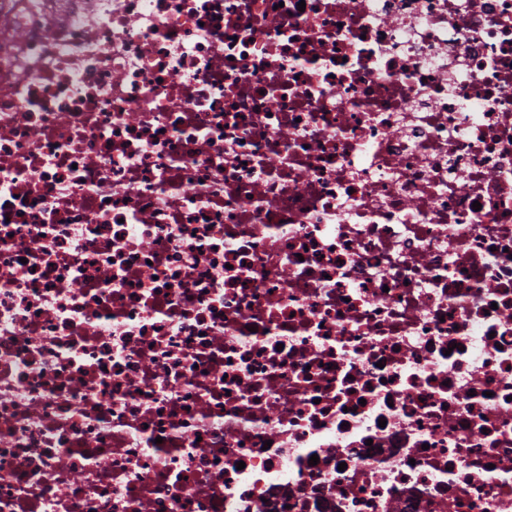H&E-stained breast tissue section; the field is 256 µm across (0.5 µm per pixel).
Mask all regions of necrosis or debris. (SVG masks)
<instances>
[{
    "mask_svg": "<svg viewBox=\"0 0 512 512\" xmlns=\"http://www.w3.org/2000/svg\"><path fill=\"white\" fill-rule=\"evenodd\" d=\"M0 512H512V0H0Z\"/></svg>",
    "mask_w": 512,
    "mask_h": 512,
    "instance_id": "necrosis-or-debris-1",
    "label": "necrosis or debris"
}]
</instances>
